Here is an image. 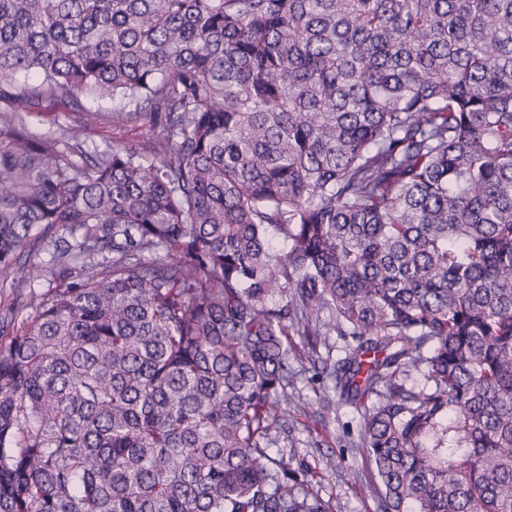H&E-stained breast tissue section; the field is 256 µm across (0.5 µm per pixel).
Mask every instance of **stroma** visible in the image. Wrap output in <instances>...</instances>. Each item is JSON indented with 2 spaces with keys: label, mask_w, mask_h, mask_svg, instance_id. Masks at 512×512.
<instances>
[{
  "label": "stroma",
  "mask_w": 512,
  "mask_h": 512,
  "mask_svg": "<svg viewBox=\"0 0 512 512\" xmlns=\"http://www.w3.org/2000/svg\"><path fill=\"white\" fill-rule=\"evenodd\" d=\"M92 107V101L84 99L76 107L60 105L31 113L28 121L37 133L81 127L85 143L101 148L144 140L143 129L131 125L109 120L86 124L85 112ZM287 393L303 400L308 409L288 412L282 418L272 431L271 454L287 460L289 469L302 478L303 490L321 498L328 512H382L371 478L373 467L363 449L356 446L362 408L339 401L333 380L310 364L288 386ZM326 397L335 400V410H323ZM341 469L348 471L347 480H337Z\"/></svg>",
  "instance_id": "stroma-1"
}]
</instances>
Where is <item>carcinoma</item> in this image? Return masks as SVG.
Instances as JSON below:
<instances>
[{
  "label": "carcinoma",
  "mask_w": 512,
  "mask_h": 512,
  "mask_svg": "<svg viewBox=\"0 0 512 512\" xmlns=\"http://www.w3.org/2000/svg\"><path fill=\"white\" fill-rule=\"evenodd\" d=\"M83 97L148 140L31 130ZM0 102V512H327L333 331L382 512H512V0H0ZM29 288L17 287L12 284L10 277L0 275V333H1V317L4 316L6 311L11 308L15 310L18 317L15 321V328L22 320L30 322L33 312L31 309L24 306L26 294ZM324 337L317 346L320 359L316 369L305 361V371L287 387L288 397L299 396L309 405L307 413L288 410L272 431L270 453L288 460L289 469L302 483L300 487L321 498L328 512H382L373 467L363 449L354 446L364 410L341 401L327 375L329 370L321 373L326 360L329 368L343 356L338 349L344 342L332 333L326 336L325 346ZM325 395L336 403V411L322 409ZM341 469L348 471L347 480L336 479V471Z\"/></svg>",
  "instance_id": "cac0c4a2"
}]
</instances>
